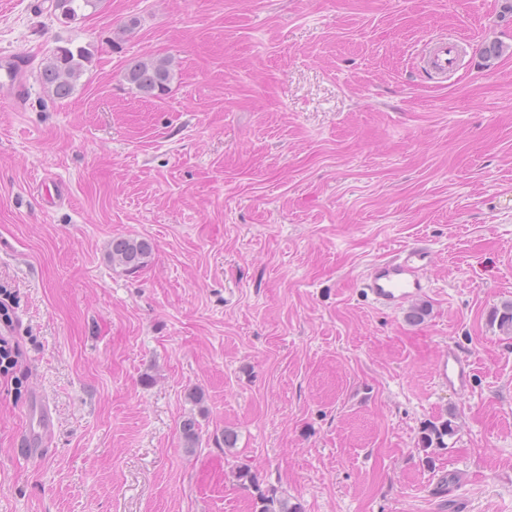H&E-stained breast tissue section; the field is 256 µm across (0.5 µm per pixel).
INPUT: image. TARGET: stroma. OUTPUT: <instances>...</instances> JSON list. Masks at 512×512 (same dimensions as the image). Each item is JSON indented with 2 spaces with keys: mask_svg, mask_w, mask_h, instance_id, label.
<instances>
[{
  "mask_svg": "<svg viewBox=\"0 0 512 512\" xmlns=\"http://www.w3.org/2000/svg\"><path fill=\"white\" fill-rule=\"evenodd\" d=\"M504 4L100 0L64 24L0 0L24 64L0 105V512H252L240 464L304 512H512V336L489 323L512 302ZM439 35L465 44L444 81L419 62ZM67 44L93 59L58 102L37 71ZM144 56L176 64L164 98L123 79ZM120 236L151 242L138 272L112 265ZM418 241L414 322L362 282ZM452 348L462 389L435 379ZM42 405L37 459L18 442ZM423 436L421 437V445L423 450L426 452V457L428 456L427 450L435 447L434 449L443 450L447 448L445 443V437L452 436L454 434V427L451 420L448 419H437L436 421H432L428 423L423 431Z\"/></svg>",
  "mask_w": 512,
  "mask_h": 512,
  "instance_id": "stroma-1",
  "label": "stroma"
}]
</instances>
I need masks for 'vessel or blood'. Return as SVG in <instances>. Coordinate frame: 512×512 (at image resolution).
I'll use <instances>...</instances> for the list:
<instances>
[{
  "mask_svg": "<svg viewBox=\"0 0 512 512\" xmlns=\"http://www.w3.org/2000/svg\"><path fill=\"white\" fill-rule=\"evenodd\" d=\"M461 52L456 41L439 37L427 43L422 60L434 73L444 75L457 70ZM430 261V249L420 242L397 251L367 276L364 282L367 297L386 309L402 307L423 293L422 272ZM471 376L470 360L453 349L436 367V377L445 386L467 387Z\"/></svg>",
  "mask_w": 512,
  "mask_h": 512,
  "instance_id": "1",
  "label": "vessel or blood"
}]
</instances>
